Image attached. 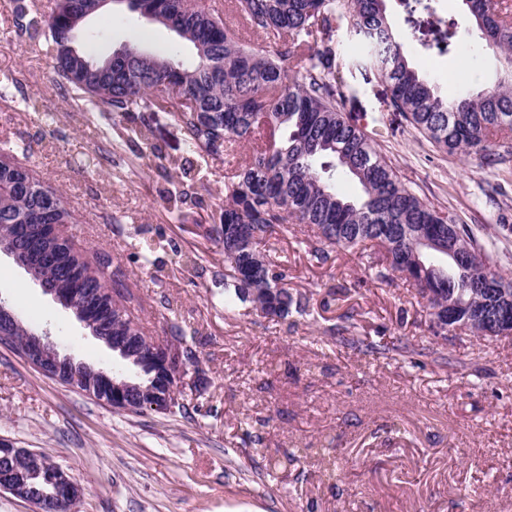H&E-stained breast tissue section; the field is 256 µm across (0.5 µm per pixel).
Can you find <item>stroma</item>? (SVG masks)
Listing matches in <instances>:
<instances>
[{"instance_id": "35a3bbf8", "label": "stroma", "mask_w": 512, "mask_h": 512, "mask_svg": "<svg viewBox=\"0 0 512 512\" xmlns=\"http://www.w3.org/2000/svg\"><path fill=\"white\" fill-rule=\"evenodd\" d=\"M440 15L465 32L467 54L431 48L421 28L410 55L442 95L492 88L499 61L458 0ZM82 44L104 58L135 42L192 54L163 26L123 7L88 21ZM0 149L24 144L19 163L60 192L76 223L66 234L88 256L108 255L137 296L147 336L182 332L197 354L183 411L127 413L45 376L0 343V438L45 453L79 483L74 512H512V335L480 340L433 335L424 302L398 276L378 280L365 255L339 250L327 262L307 238L273 237L274 260L307 311L264 316L224 308V245L198 236L224 206V175L211 163L196 202L168 209L187 153L173 117L157 113L151 140L175 164L146 166L117 149L93 108L60 94L42 33L18 32L13 0H0ZM343 110L382 132L378 148L398 178L436 208L475 228L490 264L512 278V155L489 166L451 155L412 129L386 102L387 85L354 66ZM0 300L61 353L105 372L120 358L13 258L0 252ZM355 344L340 342V331ZM406 345L386 357L367 343ZM441 352L445 363L434 362Z\"/></svg>"}]
</instances>
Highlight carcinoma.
Masks as SVG:
<instances>
[{"label":"carcinoma","instance_id":"obj_1","mask_svg":"<svg viewBox=\"0 0 512 512\" xmlns=\"http://www.w3.org/2000/svg\"><path fill=\"white\" fill-rule=\"evenodd\" d=\"M131 2L150 21L172 31L194 59L149 52L132 44L96 60L77 41L86 22ZM243 24L261 38L248 46L224 18L191 0H55L44 14L15 0L22 28L42 31L56 86L76 89L100 107L107 122L130 120L123 143L149 145L150 119L172 109L186 152L206 163L236 143L262 134L252 159L224 183L219 223L198 225L199 235L224 243V309L251 303L268 317H286L302 301L287 287L288 266L275 263L261 245L279 233L312 232L313 256L336 250L368 252L376 275L408 273L417 294L425 290L455 303V318L427 311L436 336L448 324H466L485 335L496 305L483 287L489 266L486 246L474 229L416 196L397 178L377 149V140L352 125L342 107L346 57L335 33L350 18L360 60L388 84L387 103L424 138L448 154L496 161L495 138L512 131V74L499 71L491 90H467L449 99L412 64L392 29L386 0H232ZM488 49L512 65V14L502 0H461ZM408 13L433 18L437 43L457 45L456 24L437 17L428 0H402ZM353 180L359 193H341ZM72 224L61 195L0 152V225ZM48 247L52 265L33 276L51 288H74L79 302L110 336L134 355L147 339L137 322L129 288L112 285L107 256L88 259L70 238ZM475 256H469L467 249ZM140 380L129 390L134 413L166 412V369L136 367Z\"/></svg>","mask_w":512,"mask_h":512}]
</instances>
